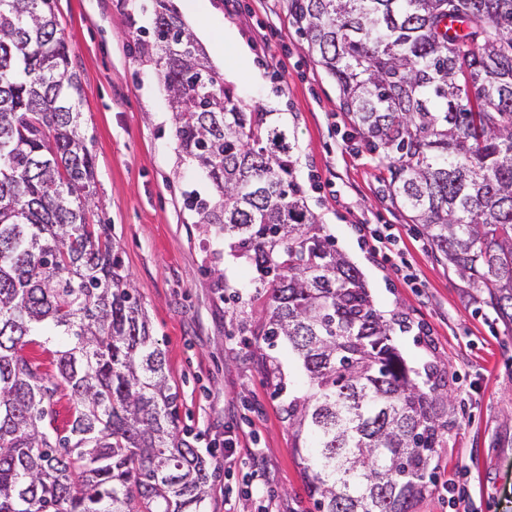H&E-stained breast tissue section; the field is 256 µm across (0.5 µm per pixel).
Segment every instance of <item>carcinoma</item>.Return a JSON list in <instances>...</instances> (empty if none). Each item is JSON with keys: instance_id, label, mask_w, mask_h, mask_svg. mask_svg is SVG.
I'll use <instances>...</instances> for the list:
<instances>
[{"instance_id": "obj_1", "label": "carcinoma", "mask_w": 512, "mask_h": 512, "mask_svg": "<svg viewBox=\"0 0 512 512\" xmlns=\"http://www.w3.org/2000/svg\"><path fill=\"white\" fill-rule=\"evenodd\" d=\"M141 44L182 157L215 194L188 202L265 291L264 341L307 387L288 402L316 512H413L450 421L445 383L393 342L292 176L288 124L249 109L170 0ZM53 0H0V512H201L212 462L180 428L177 388L105 224L82 87ZM388 192L512 324V0H289ZM55 345V371L23 354ZM68 397L66 427L55 406Z\"/></svg>"}]
</instances>
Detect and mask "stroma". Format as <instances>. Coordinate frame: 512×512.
<instances>
[{"instance_id": "obj_1", "label": "stroma", "mask_w": 512, "mask_h": 512, "mask_svg": "<svg viewBox=\"0 0 512 512\" xmlns=\"http://www.w3.org/2000/svg\"><path fill=\"white\" fill-rule=\"evenodd\" d=\"M240 100L279 113L295 137L293 175L337 249L361 271L382 314L409 322L393 339L416 370L448 381L454 425L436 448L414 512H452L449 483L473 512H512V329L484 316L436 256L419 225L387 191V169L369 153L340 106L336 82L309 51L287 0H172ZM59 29L82 82L81 130L96 161L91 221L107 224L165 352L180 392L181 426L212 462L202 512H315L292 448L285 409L304 374L287 347L268 349L265 312L243 263L223 237L196 223L189 192L210 183L184 161L168 93L137 44L152 0H54ZM365 224H390L420 287L395 260L373 253ZM275 358L281 386L263 362ZM257 468L241 467L249 453ZM261 486L265 496L251 494Z\"/></svg>"}]
</instances>
